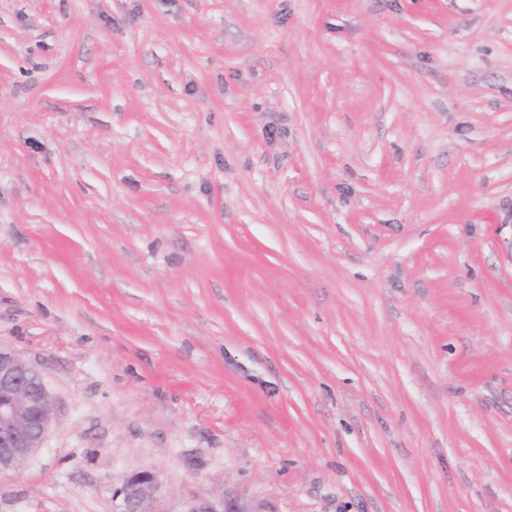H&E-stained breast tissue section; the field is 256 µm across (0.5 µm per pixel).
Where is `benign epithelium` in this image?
<instances>
[{"label": "benign epithelium", "mask_w": 512, "mask_h": 512, "mask_svg": "<svg viewBox=\"0 0 512 512\" xmlns=\"http://www.w3.org/2000/svg\"><path fill=\"white\" fill-rule=\"evenodd\" d=\"M54 401L41 375L18 355L0 350V474L18 473L40 448L54 416ZM155 477L148 471L130 476L120 496L121 512H151ZM189 512H246L220 500Z\"/></svg>", "instance_id": "7a95c632"}]
</instances>
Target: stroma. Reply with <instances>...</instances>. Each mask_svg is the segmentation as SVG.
<instances>
[{
  "label": "stroma",
  "instance_id": "obj_1",
  "mask_svg": "<svg viewBox=\"0 0 512 512\" xmlns=\"http://www.w3.org/2000/svg\"><path fill=\"white\" fill-rule=\"evenodd\" d=\"M0 512H512V0H0ZM41 375L15 353L0 350V474L19 473L40 448L54 416ZM156 492L155 477L148 471L130 476L124 482L120 496L122 497L121 512H154L148 505L153 501Z\"/></svg>",
  "mask_w": 512,
  "mask_h": 512
}]
</instances>
